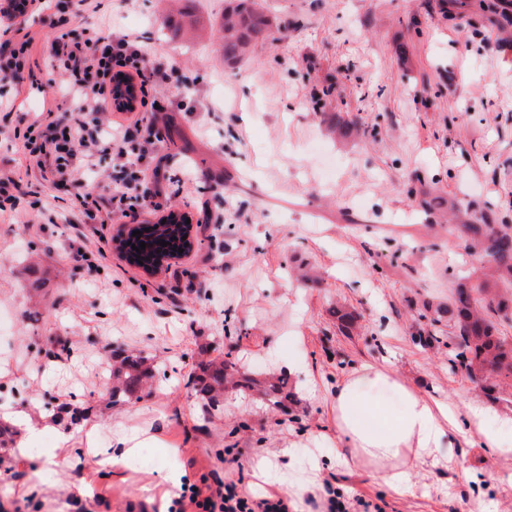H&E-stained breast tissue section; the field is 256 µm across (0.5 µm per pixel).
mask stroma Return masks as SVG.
Returning a JSON list of instances; mask_svg holds the SVG:
<instances>
[{
  "label": "stroma",
  "mask_w": 512,
  "mask_h": 512,
  "mask_svg": "<svg viewBox=\"0 0 512 512\" xmlns=\"http://www.w3.org/2000/svg\"><path fill=\"white\" fill-rule=\"evenodd\" d=\"M259 3L272 38L232 70L217 43L224 0H101L83 16V27L137 34L188 83L159 93L166 122L143 159L147 181L163 187L153 204L122 223L72 224L67 188L32 181L0 216V425L12 409L51 416L69 403L89 408L101 447L145 431L153 455L106 475L51 433L19 436L4 450L12 470H0L5 512H85L90 502L94 512H168L171 472L285 494L295 512H322L329 478L380 512H512L500 480L512 456L468 426L450 448L460 467L413 468L399 496L374 467L342 462L332 413L337 381L372 362L457 410L477 401L512 417V386L488 395L449 370L446 347L413 341L422 303L447 304L463 266L421 199L444 195L512 224V45L464 0ZM62 83L44 63L23 96L0 79V172L23 176L13 131L28 114L68 110L49 91ZM339 112L356 118L357 135L337 137ZM44 207L60 221L40 222ZM172 210L192 217L191 251L155 273L129 264L121 225ZM82 245L105 249L98 272L73 262ZM340 308L354 317L345 334ZM116 348L152 357L155 376L150 396L109 409ZM204 351L287 373L296 403L284 413L229 394L204 420L187 384Z\"/></svg>",
  "instance_id": "stroma-1"
}]
</instances>
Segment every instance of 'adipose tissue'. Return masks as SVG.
<instances>
[{
	"label": "adipose tissue",
	"mask_w": 512,
	"mask_h": 512,
	"mask_svg": "<svg viewBox=\"0 0 512 512\" xmlns=\"http://www.w3.org/2000/svg\"><path fill=\"white\" fill-rule=\"evenodd\" d=\"M332 411L336 445L352 466L379 465L381 481L392 491L408 487L409 466L432 468L449 464L446 439L456 429L458 416L448 403L422 395L397 374L372 363H363L337 384ZM15 425L31 433L52 431L59 447L91 448L104 471L120 464L134 448L139 434H122L111 447L97 445L95 428L72 427L56 418H35L31 411H10Z\"/></svg>",
	"instance_id": "ef3b65f1"
}]
</instances>
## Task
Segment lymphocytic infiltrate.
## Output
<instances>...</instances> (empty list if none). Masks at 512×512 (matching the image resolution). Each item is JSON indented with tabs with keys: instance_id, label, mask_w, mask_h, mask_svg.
I'll list each match as a JSON object with an SVG mask.
<instances>
[{
	"instance_id": "lymphocytic-infiltrate-1",
	"label": "lymphocytic infiltrate",
	"mask_w": 512,
	"mask_h": 512,
	"mask_svg": "<svg viewBox=\"0 0 512 512\" xmlns=\"http://www.w3.org/2000/svg\"><path fill=\"white\" fill-rule=\"evenodd\" d=\"M93 2L41 0L40 10L54 15L53 34L37 48L27 36L0 42V77L22 84L36 52L63 72L65 95L75 101V108L62 114L36 113L14 137L23 151L27 176L54 188L76 190L83 217L105 224L115 217H127L129 211L156 195L143 185L139 163L130 149L139 137L154 135V122L142 109L154 105V87L170 79L173 67L168 60L142 54L137 36L115 38L78 31L77 21ZM119 74L138 82L141 107L115 128L101 115L116 108L113 83ZM99 159L111 160L115 172L117 189L108 197L83 189L88 172ZM170 512H289V506L287 497H256L237 484H212L203 477L197 485L184 486Z\"/></svg>"
}]
</instances>
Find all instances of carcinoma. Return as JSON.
Here are the masks:
<instances>
[{
	"instance_id": "cac0c4a2",
	"label": "carcinoma",
	"mask_w": 512,
	"mask_h": 512,
	"mask_svg": "<svg viewBox=\"0 0 512 512\" xmlns=\"http://www.w3.org/2000/svg\"><path fill=\"white\" fill-rule=\"evenodd\" d=\"M273 22L257 0H227L219 22L220 50L224 64L234 69L248 60L253 49L268 41ZM184 213L171 212L153 225L151 242L182 240L191 232ZM458 233L472 267L457 277L454 291L445 306L423 304L419 317L429 325L443 322L457 330L446 341L440 336L424 338L426 345L443 344L451 349L450 367L473 380L488 375L512 382V336L497 329L492 318L512 322V295L505 298L497 288L512 290V224H494L482 210L467 208L462 223L450 233ZM200 373L192 381L204 412L212 417L221 412L224 393H258L276 408L295 402L288 376H261L242 365L231 354L224 358L202 359ZM111 403L139 400L153 378L150 358L140 353L114 354L111 369Z\"/></svg>"
}]
</instances>
